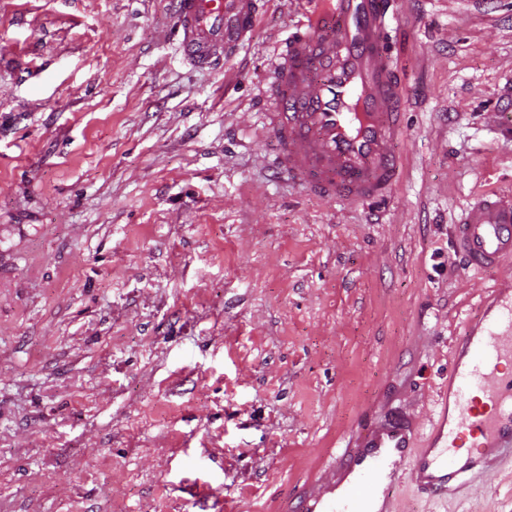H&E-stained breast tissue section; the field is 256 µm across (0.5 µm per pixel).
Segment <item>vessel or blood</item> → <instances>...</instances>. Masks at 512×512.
Wrapping results in <instances>:
<instances>
[{
    "label": "vessel or blood",
    "mask_w": 512,
    "mask_h": 512,
    "mask_svg": "<svg viewBox=\"0 0 512 512\" xmlns=\"http://www.w3.org/2000/svg\"><path fill=\"white\" fill-rule=\"evenodd\" d=\"M277 51L267 91L278 167L323 199L384 205L402 179L404 80L384 48L394 0H311ZM179 49L211 68L230 58L258 18V0H172ZM454 251L467 269L512 260V193L489 192L463 210ZM512 287L485 297L452 345L448 384L428 433L398 415L333 462L332 479L299 495L292 512H394L411 478L431 500L492 484L512 464ZM411 472H404V464Z\"/></svg>",
    "instance_id": "1"
}]
</instances>
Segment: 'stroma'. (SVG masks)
Segmentation results:
<instances>
[{"label":"stroma","mask_w":512,"mask_h":512,"mask_svg":"<svg viewBox=\"0 0 512 512\" xmlns=\"http://www.w3.org/2000/svg\"><path fill=\"white\" fill-rule=\"evenodd\" d=\"M216 70L168 0H0V512H286L394 410L512 263L453 226L512 191V0H395L405 175L380 218L275 171L264 88L305 0ZM409 512H512V472Z\"/></svg>","instance_id":"1"}]
</instances>
